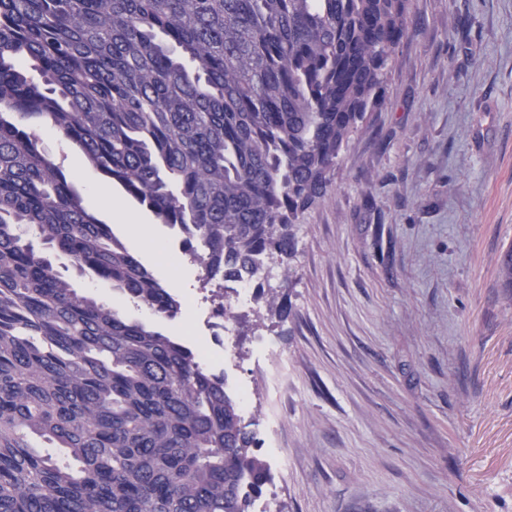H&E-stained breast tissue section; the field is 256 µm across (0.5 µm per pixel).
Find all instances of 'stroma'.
<instances>
[{
  "label": "stroma",
  "instance_id": "obj_1",
  "mask_svg": "<svg viewBox=\"0 0 512 512\" xmlns=\"http://www.w3.org/2000/svg\"><path fill=\"white\" fill-rule=\"evenodd\" d=\"M38 132L93 200L97 173ZM125 206L160 241L142 258L156 277L210 297L197 265L164 269L176 230ZM511 245L512 0H410L379 103L299 221L288 319L251 302L224 328L197 310L179 330L58 264L78 293L204 341L205 368L248 390L273 512H512V301L497 272ZM262 336L279 363L255 355Z\"/></svg>",
  "mask_w": 512,
  "mask_h": 512
}]
</instances>
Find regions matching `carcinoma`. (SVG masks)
<instances>
[{
  "instance_id": "carcinoma-1",
  "label": "carcinoma",
  "mask_w": 512,
  "mask_h": 512,
  "mask_svg": "<svg viewBox=\"0 0 512 512\" xmlns=\"http://www.w3.org/2000/svg\"><path fill=\"white\" fill-rule=\"evenodd\" d=\"M407 2L0 0V512H254L270 480L225 373L55 268L183 314L35 125L176 230L204 282L288 279ZM498 274L512 299V245Z\"/></svg>"
}]
</instances>
